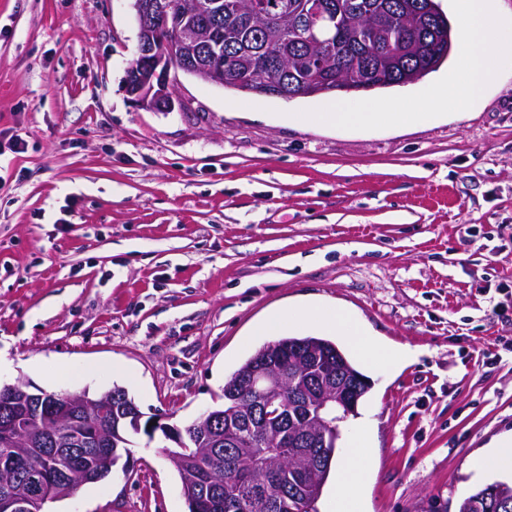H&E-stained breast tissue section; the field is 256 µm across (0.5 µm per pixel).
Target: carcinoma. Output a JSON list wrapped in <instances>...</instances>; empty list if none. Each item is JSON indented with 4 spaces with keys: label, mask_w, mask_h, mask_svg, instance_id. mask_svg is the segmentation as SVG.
Segmentation results:
<instances>
[{
    "label": "carcinoma",
    "mask_w": 512,
    "mask_h": 512,
    "mask_svg": "<svg viewBox=\"0 0 512 512\" xmlns=\"http://www.w3.org/2000/svg\"><path fill=\"white\" fill-rule=\"evenodd\" d=\"M251 0H224V16L210 24L217 32L213 50L224 55V88L246 93L253 69L263 56L276 60L275 80L286 90L324 85L326 94L361 92L406 85L437 70L449 57L454 33L437 0H420L429 7L422 14L405 11L410 0H322V21L306 30L305 0H277L285 12L269 22L252 11ZM331 44L334 53L324 54ZM282 357L280 368L288 375L285 399L286 432L274 418L266 427L247 422L252 398L251 380L263 361ZM331 378L333 384L350 385L361 373L336 344L317 336H288L260 348L224 385V406L216 409L215 435L221 440L260 442L266 435L288 439V462H280L265 448L219 446L210 470L184 485L189 512H318L323 488L335 461L336 449L322 447V436L339 439V424L324 433L306 421V402L320 391L309 381ZM124 417L121 406L112 419L68 423V435H80L98 425ZM267 480L287 487V494L270 508L256 490ZM512 512V484L495 481L464 498L457 512Z\"/></svg>",
    "instance_id": "cac0c4a2"
}]
</instances>
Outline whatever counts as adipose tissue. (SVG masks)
I'll return each mask as SVG.
<instances>
[{"instance_id":"ef3b65f1","label":"adipose tissue","mask_w":512,"mask_h":512,"mask_svg":"<svg viewBox=\"0 0 512 512\" xmlns=\"http://www.w3.org/2000/svg\"><path fill=\"white\" fill-rule=\"evenodd\" d=\"M463 27V50L459 71L440 83L433 95V108L466 110L483 92L491 71L494 56L512 53V45L500 41L498 21L490 0H458ZM429 112H396L391 105L367 103L361 108L348 107L337 100L324 111L303 116L305 124L318 127L373 126L389 124L405 126L433 120ZM298 323L311 325L345 337L352 353L363 363L392 365L411 360L408 351L380 348L368 342L357 322L348 312L334 304L317 301L295 309ZM370 468V455L363 431H356L348 442L344 456L337 460V490L335 512H360L359 492Z\"/></svg>"}]
</instances>
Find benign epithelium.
Masks as SVG:
<instances>
[{"label": "benign epithelium", "mask_w": 512, "mask_h": 512, "mask_svg": "<svg viewBox=\"0 0 512 512\" xmlns=\"http://www.w3.org/2000/svg\"><path fill=\"white\" fill-rule=\"evenodd\" d=\"M138 26L139 53L128 67L125 76L126 92L138 106L160 112H171L182 107L174 94V76L178 71L191 75L203 82L216 85L224 84V58L213 54L206 61L199 62L196 41L190 32L196 30L185 25L188 17L198 13L193 0H132ZM262 378L268 383V391L252 407L255 416L268 418L272 409H283L280 400L282 377L280 368L269 365L264 368ZM8 396L0 399V436L17 443L14 449L18 455L28 454L27 445L33 435L32 427L21 422L18 417V404L31 408H41L43 401H52L57 414H44V422H59L64 417L75 418L90 413L104 415L112 407V393L93 396L87 391L81 393H56L42 389L32 391L29 385L18 382L7 384ZM334 402L343 408L351 405L349 394H339L328 387L319 394V409H327V417L318 421L326 426L332 425ZM155 425L142 423V416L136 415L133 426L136 432L144 431L150 435L161 433L166 439L182 445L181 430L161 422L154 417ZM53 464L39 465L28 470L26 479L18 483L11 477H0V512H44L49 501L74 494L92 476L86 458L94 456L97 462L107 468L116 462L115 450L105 447L101 436L86 441H64L61 448L49 449Z\"/></svg>", "instance_id": "benign-epithelium-1"}]
</instances>
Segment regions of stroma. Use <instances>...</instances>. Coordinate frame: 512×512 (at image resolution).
<instances>
[{"mask_svg": "<svg viewBox=\"0 0 512 512\" xmlns=\"http://www.w3.org/2000/svg\"><path fill=\"white\" fill-rule=\"evenodd\" d=\"M131 0H0V382L124 387L181 427L222 405L261 320L313 300L417 351L370 381L363 512H457L512 479L473 455L512 430V56L447 122L314 128L324 96L245 95L178 74L180 109L127 94ZM345 95L411 111L456 70ZM162 436L129 472L45 512H188Z\"/></svg>", "mask_w": 512, "mask_h": 512, "instance_id": "stroma-1", "label": "stroma"}]
</instances>
